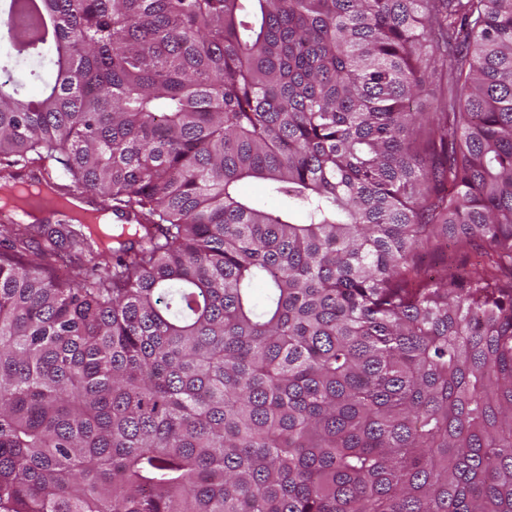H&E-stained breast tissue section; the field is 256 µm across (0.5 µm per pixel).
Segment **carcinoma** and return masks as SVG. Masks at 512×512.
<instances>
[{
	"label": "carcinoma",
	"instance_id": "1",
	"mask_svg": "<svg viewBox=\"0 0 512 512\" xmlns=\"http://www.w3.org/2000/svg\"><path fill=\"white\" fill-rule=\"evenodd\" d=\"M0 1V512H512V0ZM10 70V76L18 85V90L22 96H31L37 93L41 84L39 76L43 80H50L55 77V70L50 62V56L44 61L32 60L7 64ZM444 101L443 87L438 81L427 80L414 103V109L419 112H435Z\"/></svg>",
	"mask_w": 512,
	"mask_h": 512
}]
</instances>
